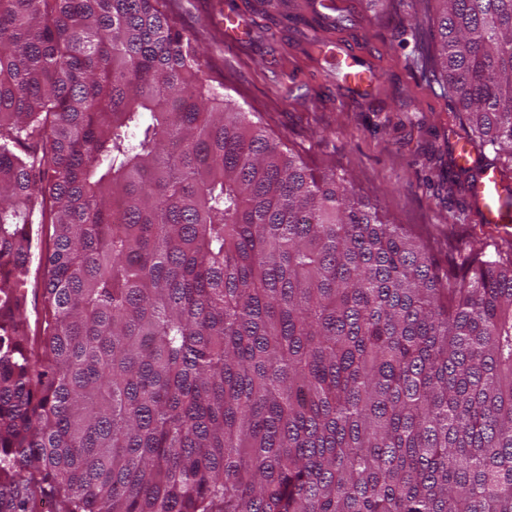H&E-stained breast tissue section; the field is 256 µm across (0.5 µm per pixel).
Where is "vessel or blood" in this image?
<instances>
[{
  "label": "vessel or blood",
  "mask_w": 512,
  "mask_h": 512,
  "mask_svg": "<svg viewBox=\"0 0 512 512\" xmlns=\"http://www.w3.org/2000/svg\"><path fill=\"white\" fill-rule=\"evenodd\" d=\"M456 161L460 167L474 173L471 195L484 223L504 231L511 229L512 184L507 183L496 168L479 162L467 144L459 145Z\"/></svg>",
  "instance_id": "b4317fda"
}]
</instances>
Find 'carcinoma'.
Masks as SVG:
<instances>
[{
  "mask_svg": "<svg viewBox=\"0 0 512 512\" xmlns=\"http://www.w3.org/2000/svg\"><path fill=\"white\" fill-rule=\"evenodd\" d=\"M434 2L425 71L512 157V0ZM44 501L512 512V256L441 264L166 0H0V512ZM40 239L33 250L30 276L27 283V314L32 327L37 325L38 314L41 313L40 295L43 288V266L41 257L53 234L51 224H39Z\"/></svg>",
  "mask_w": 512,
  "mask_h": 512,
  "instance_id": "cac0c4a2",
  "label": "carcinoma"
}]
</instances>
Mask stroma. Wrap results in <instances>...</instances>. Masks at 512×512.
Returning a JSON list of instances; mask_svg holds the SVG:
<instances>
[{"label":"stroma","instance_id":"obj_1","mask_svg":"<svg viewBox=\"0 0 512 512\" xmlns=\"http://www.w3.org/2000/svg\"><path fill=\"white\" fill-rule=\"evenodd\" d=\"M172 0L177 25L196 39L211 75L275 138L314 167H336L440 260L474 241L507 250L512 241L484 224L453 164L455 141L472 132L458 107L425 73L434 34L421 21L426 0ZM246 38L224 42L225 14ZM372 75L360 91L336 71L334 49Z\"/></svg>","mask_w":512,"mask_h":512}]
</instances>
